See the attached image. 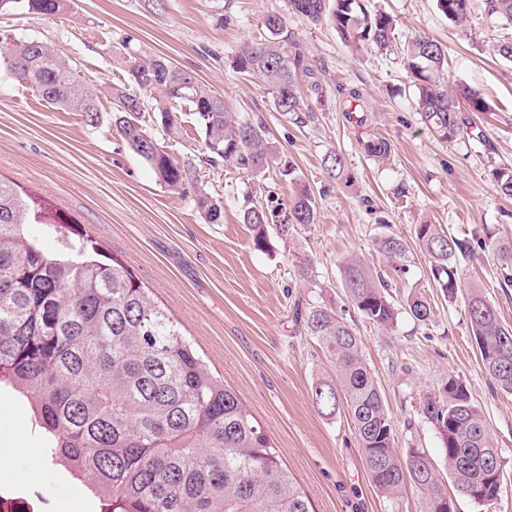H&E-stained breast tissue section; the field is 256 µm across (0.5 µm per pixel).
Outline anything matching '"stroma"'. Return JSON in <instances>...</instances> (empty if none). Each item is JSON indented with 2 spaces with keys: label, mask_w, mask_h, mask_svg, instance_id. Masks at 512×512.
Here are the masks:
<instances>
[{
  "label": "stroma",
  "mask_w": 512,
  "mask_h": 512,
  "mask_svg": "<svg viewBox=\"0 0 512 512\" xmlns=\"http://www.w3.org/2000/svg\"><path fill=\"white\" fill-rule=\"evenodd\" d=\"M369 12L389 13L395 29L388 49L347 46L326 21L292 13L288 0H165L148 11L142 0H74L59 14L25 10L0 15V47L19 40L44 42L65 56L98 99L100 121L47 103L31 87L0 74V179L64 211L114 253L168 309L215 375L240 395L308 495L314 512H426L427 495L406 483L390 500L370 482L353 425L345 413L327 417L313 404L321 381L335 382L336 367L295 313L315 306L335 312L363 341V358L395 422L399 453L425 449L446 463L434 426L422 414L425 397L439 394L448 376L460 377L484 414L505 461L499 499L482 507L457 498L459 512H512V395L486 374L465 311L477 289L512 326V283L495 250L459 266L462 289L445 298L430 281L426 257L415 248L416 224L442 225L456 236L512 242V199L493 174L512 171V61L497 53L512 40V24L488 17L485 0H471L466 22L448 21L436 0H364ZM278 12L294 32L311 68L299 77L310 114L296 122L277 112L268 86L239 73L233 59L244 42L259 38L260 20ZM229 14L231 23L219 20ZM424 32L442 43L449 86L464 85L491 106L470 113L472 135L446 141L421 124L416 88L404 66L408 41ZM169 58L224 100L230 112L262 124L276 160L253 171L197 163L203 143L192 121L170 140L157 125L151 136L180 161L196 166L173 188L160 182L112 127V86L127 81L123 40ZM359 90L363 123L347 113L349 90ZM482 138H475V131ZM369 139L386 153L370 156ZM333 152L345 158L347 180L327 173ZM293 165L280 173L279 158ZM318 199L314 224L274 223L268 247L255 249L242 222L245 204L289 203L295 186ZM224 203L221 222H207L197 197ZM392 234L409 243L405 273L376 251ZM359 257L388 281L402 300L422 295L429 322L399 314L382 329L348 300L341 268ZM309 264V280L298 275ZM25 405L0 391V454L22 452L33 468L0 470L43 512H96L86 487L50 465Z\"/></svg>",
  "instance_id": "35a3bbf8"
}]
</instances>
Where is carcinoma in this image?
I'll use <instances>...</instances> for the list:
<instances>
[{"label": "carcinoma", "instance_id": "1", "mask_svg": "<svg viewBox=\"0 0 512 512\" xmlns=\"http://www.w3.org/2000/svg\"><path fill=\"white\" fill-rule=\"evenodd\" d=\"M470 2L437 0V6L448 20L462 22ZM485 2L487 16L512 23V0ZM70 3L0 0V13L24 7L51 14ZM289 3L312 23L329 21L357 49L389 46L393 18L366 12L360 0ZM261 29L259 39L242 47L235 66L268 83L279 112L296 115L303 111L298 73L308 72L305 55L278 13L263 15ZM122 48L129 80L150 94V106L126 84H116L113 121L159 181L177 187L189 170L148 134L146 116L172 139L182 135V115L194 117L204 144L201 162L207 165L269 164L262 125L226 111L222 99L168 58L129 41ZM446 65L445 51L432 37L418 32L409 40L414 109L425 126L451 140L463 133L467 120L459 100L472 112L487 111L488 103L466 86L450 91ZM2 70L31 84L48 103L83 113L89 125L99 122L93 93L52 47L20 41L0 55ZM198 207L210 223L224 213L221 202L207 194L198 198ZM283 209H243L255 249L266 248L267 224L281 214L285 224L316 223L317 198L305 185ZM415 244L428 260L434 287L448 298L461 288L458 263L476 259L488 247L512 269V242L456 237L440 224L424 222L415 225ZM376 247L394 271L405 272L409 246L403 239L384 235ZM342 280L352 305L379 327L394 326L401 310L417 322L431 318L430 304L417 294L396 304L389 284L357 257L343 262ZM467 314L486 373L512 394V327L475 290ZM303 324L336 364L339 382L316 385L314 403L325 415L345 410L373 486L395 499L409 480L428 494L427 512H441L435 502L453 498L424 450L399 455L394 421L362 358L361 337L321 306L311 309ZM1 388L27 406L45 455L86 486L98 512H312L252 412L211 372L181 324L143 282L81 225L52 215L0 179ZM422 412L436 428L455 492L475 505L499 495L504 458L465 383L448 376L440 397H427Z\"/></svg>", "mask_w": 512, "mask_h": 512}]
</instances>
